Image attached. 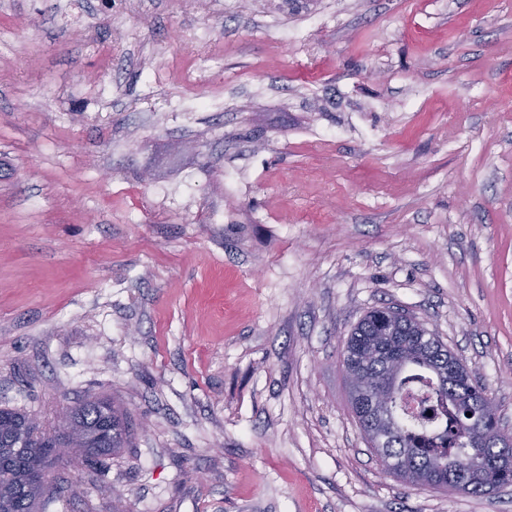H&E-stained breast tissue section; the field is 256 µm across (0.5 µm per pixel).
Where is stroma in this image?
I'll return each instance as SVG.
<instances>
[{
    "label": "stroma",
    "instance_id": "stroma-1",
    "mask_svg": "<svg viewBox=\"0 0 512 512\" xmlns=\"http://www.w3.org/2000/svg\"><path fill=\"white\" fill-rule=\"evenodd\" d=\"M382 307L512 427V0H0V407L132 428L42 512H512L379 466Z\"/></svg>",
    "mask_w": 512,
    "mask_h": 512
}]
</instances>
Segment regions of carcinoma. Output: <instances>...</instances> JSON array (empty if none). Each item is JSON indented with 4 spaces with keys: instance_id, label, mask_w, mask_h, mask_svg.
<instances>
[{
    "instance_id": "1",
    "label": "carcinoma",
    "mask_w": 512,
    "mask_h": 512,
    "mask_svg": "<svg viewBox=\"0 0 512 512\" xmlns=\"http://www.w3.org/2000/svg\"><path fill=\"white\" fill-rule=\"evenodd\" d=\"M394 337H382L384 332ZM393 338L405 343L406 363L390 379L394 398L390 405V431L383 447L384 470L420 486H427L437 476L446 477L458 468L467 467L464 482L443 481L441 488L475 495L485 494L512 484V463L495 462L497 449L483 447V461L469 466L471 448L466 435L469 420L466 411L482 392L478 382L463 375L440 380L448 370V346L439 337L407 318L390 322L385 311L367 312L354 326L343 358L350 373L358 368L378 379L383 376V363L368 354L371 345L380 339ZM421 368L432 375L431 391L437 406L449 419L448 427L437 435H418L398 416L402 392L407 390V369ZM79 433L84 447L79 449L87 459L115 454L130 444L131 432L124 411L105 399L85 400L69 408L62 427L49 431L37 418L16 409L0 408V512H36L46 492V478L53 465L65 458L56 453L58 444Z\"/></svg>"
}]
</instances>
